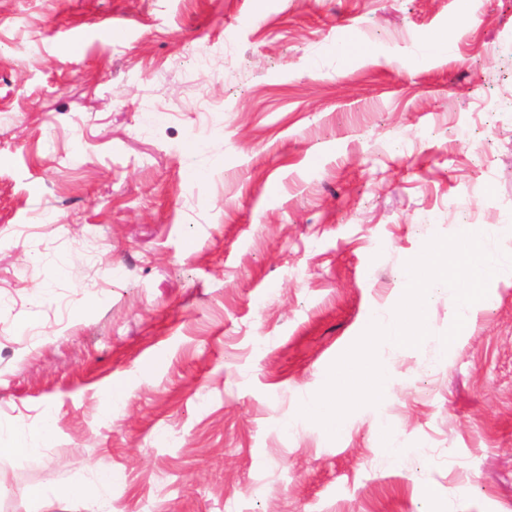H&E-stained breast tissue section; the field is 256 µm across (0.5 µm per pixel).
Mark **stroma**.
Here are the masks:
<instances>
[{
    "instance_id": "stroma-1",
    "label": "stroma",
    "mask_w": 512,
    "mask_h": 512,
    "mask_svg": "<svg viewBox=\"0 0 512 512\" xmlns=\"http://www.w3.org/2000/svg\"><path fill=\"white\" fill-rule=\"evenodd\" d=\"M462 224L512 253V0H0V512H512V276L299 414Z\"/></svg>"
}]
</instances>
